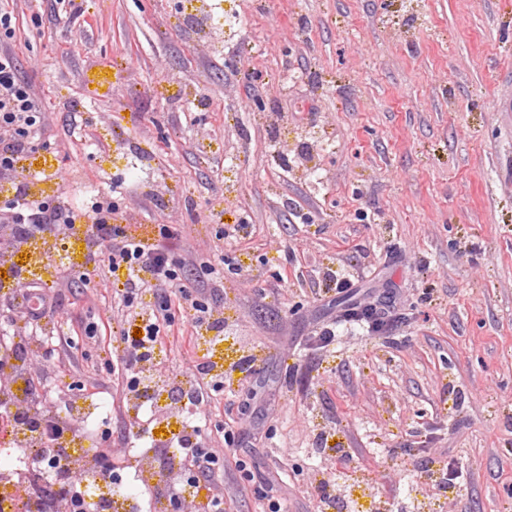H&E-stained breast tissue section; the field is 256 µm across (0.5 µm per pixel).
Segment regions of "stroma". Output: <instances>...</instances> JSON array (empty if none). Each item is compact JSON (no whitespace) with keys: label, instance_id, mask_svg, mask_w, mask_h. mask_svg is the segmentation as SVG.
<instances>
[{"label":"stroma","instance_id":"1","mask_svg":"<svg viewBox=\"0 0 512 512\" xmlns=\"http://www.w3.org/2000/svg\"><path fill=\"white\" fill-rule=\"evenodd\" d=\"M224 48L197 36L181 0H8L18 73L46 113L29 138L46 193L116 202L128 233L173 249L197 294L219 301L214 346L174 325L168 370L244 351L256 371L213 421L239 433L214 485L227 512H263L265 483L288 512H318L314 475L335 467L320 435L378 495L411 506L413 466L461 476L450 512H512V0H221ZM209 98L198 101L199 89ZM252 225L245 239L227 225ZM84 237H46L71 278L32 271L74 315L53 320L41 393H99L95 427L116 455L128 412L99 364L116 357L112 295L78 279ZM242 269L213 281L222 254ZM346 297H389L375 336L336 324L327 271Z\"/></svg>","mask_w":512,"mask_h":512}]
</instances>
